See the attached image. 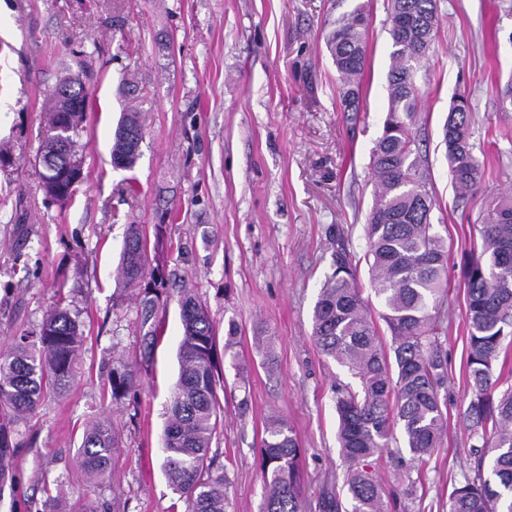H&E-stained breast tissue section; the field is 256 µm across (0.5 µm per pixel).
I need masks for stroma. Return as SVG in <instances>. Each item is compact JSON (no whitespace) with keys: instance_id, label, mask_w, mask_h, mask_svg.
<instances>
[{"instance_id":"1","label":"stroma","mask_w":512,"mask_h":512,"mask_svg":"<svg viewBox=\"0 0 512 512\" xmlns=\"http://www.w3.org/2000/svg\"><path fill=\"white\" fill-rule=\"evenodd\" d=\"M335 0H0V348L38 331L59 294L86 336L66 392L29 416L3 421L0 512H169L178 500L164 474L162 433L179 376V293L170 288L164 332L135 396L113 401L115 359L140 352L134 292L116 267L128 224L172 221L169 267L191 280L218 336L224 373L222 431L212 444L224 468L226 512H261L260 444L270 415L285 418L304 450L306 512L346 499L336 441L334 387L353 383L311 337L313 307L336 241L368 285L364 226L374 198L372 150L388 108L387 0H370L368 60L360 109L343 111L341 82L326 51ZM91 73L86 118L74 134L84 179L67 205L45 198L36 160L48 90L79 51ZM134 77L135 97L120 88ZM412 131L431 175L435 230L448 244L447 426L426 466L386 449L373 462L387 512H448V496L474 475L467 408V328L462 252L479 242L491 201L512 190V112L498 108L512 83V0H440L436 39L416 76ZM466 96L470 142L484 169L476 194L454 204L443 126ZM145 117L141 157L114 168L111 145L123 112ZM24 222H17L16 199ZM268 338V350L255 343ZM111 418L122 444L91 481L81 473L82 432Z\"/></svg>"}]
</instances>
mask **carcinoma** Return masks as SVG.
<instances>
[{
    "instance_id": "cac0c4a2",
    "label": "carcinoma",
    "mask_w": 512,
    "mask_h": 512,
    "mask_svg": "<svg viewBox=\"0 0 512 512\" xmlns=\"http://www.w3.org/2000/svg\"><path fill=\"white\" fill-rule=\"evenodd\" d=\"M391 28L388 72L389 109L382 136L370 158L375 198L365 224V260L370 266V293L382 307L391 344L384 343L369 297L358 282L357 264L338 238L333 270L319 290L312 316V338L321 353L354 377L357 388L336 385V438L347 463L348 512H384L382 488L369 459L390 447L400 430L413 459L439 448L446 427L440 392L447 383L443 341L448 334L451 286L444 276L448 246L434 232L435 198L421 172L422 158L410 131L418 111L415 82L421 61L435 41L438 0H389ZM340 12L326 46L342 83V106L359 111L360 80L366 64V5L336 0ZM87 92L76 82L67 109L46 99L43 137L38 148L45 196L64 204L82 181V159L73 133L83 123ZM471 112L461 96L448 112L444 141L455 201H465L480 183V164L469 141ZM144 120L125 112L112 141V166L131 170L140 158ZM482 249L470 251L463 265L469 384L474 393L467 410L475 476L453 488L448 512H512V384L496 371L503 343L512 344V197L489 205L479 230ZM167 225L130 224L124 236L118 277L138 289L140 356L134 365L116 361L110 386L112 400L134 392L142 367L150 364L162 330L157 314L167 287L179 284L182 338L179 377L170 402L162 440L163 471L172 489L187 502L186 512H226V474L214 470L211 456L219 434L224 375L217 336L208 309L188 281L176 271L148 267L149 249L167 248ZM79 321L58 305L39 332L13 337L0 353V410L25 419L48 394L70 385L82 353ZM118 447L108 419L89 426L77 458L85 477L97 479L111 468ZM303 448L281 419L267 424L261 440L262 470L267 484L262 512H303L300 462ZM489 462L492 479L483 475Z\"/></svg>"
}]
</instances>
